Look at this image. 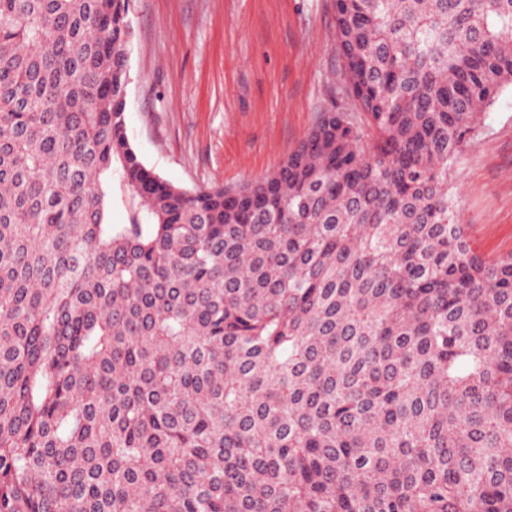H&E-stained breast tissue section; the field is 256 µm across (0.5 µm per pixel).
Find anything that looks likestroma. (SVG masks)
Wrapping results in <instances>:
<instances>
[{
  "mask_svg": "<svg viewBox=\"0 0 512 512\" xmlns=\"http://www.w3.org/2000/svg\"><path fill=\"white\" fill-rule=\"evenodd\" d=\"M126 124L145 165L188 189L275 171L343 92L334 0H131ZM472 248L512 253V85L448 177Z\"/></svg>",
  "mask_w": 512,
  "mask_h": 512,
  "instance_id": "35a3bbf8",
  "label": "stroma"
}]
</instances>
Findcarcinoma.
Instances as JSON below:
<instances>
[{
  "label": "carcinoma",
  "instance_id": "carcinoma-1",
  "mask_svg": "<svg viewBox=\"0 0 512 512\" xmlns=\"http://www.w3.org/2000/svg\"><path fill=\"white\" fill-rule=\"evenodd\" d=\"M128 6L0 0V512H512V255L448 188L512 0H335L361 117L195 190L131 145Z\"/></svg>",
  "mask_w": 512,
  "mask_h": 512
}]
</instances>
